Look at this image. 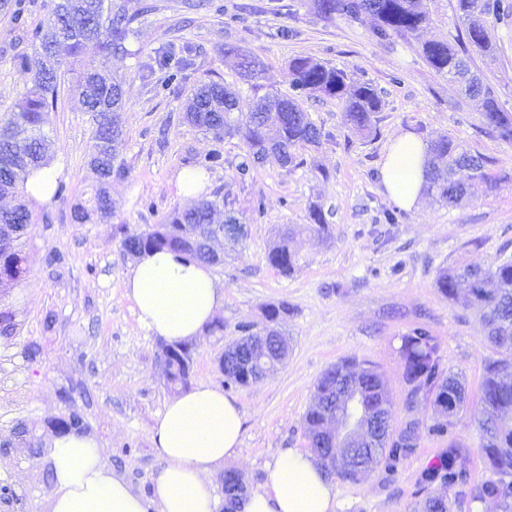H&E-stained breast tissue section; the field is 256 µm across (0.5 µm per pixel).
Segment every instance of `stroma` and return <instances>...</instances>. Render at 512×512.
I'll use <instances>...</instances> for the list:
<instances>
[{
  "mask_svg": "<svg viewBox=\"0 0 512 512\" xmlns=\"http://www.w3.org/2000/svg\"><path fill=\"white\" fill-rule=\"evenodd\" d=\"M222 12L189 0H126L128 12L151 7L135 56L106 59L104 68L122 80L128 106L121 113L126 145L119 162L124 177L113 179L114 214L74 223V205L89 198L88 151L93 130L65 73L57 112L48 126L50 162L62 169L66 190L47 206L32 209L22 240L25 277L0 294V307L15 315L16 329L0 335V512H47L53 483L43 455L44 440L57 419L78 410L90 433L108 450L115 469L142 495H150L160 469L150 431L174 392L156 355L160 337L138 322L124 293L131 261L122 246L124 232H143L162 223L188 202L176 178L189 161L212 149L224 165L209 175L236 212L245 214L247 236L239 246L224 245V261L212 272L224 292L218 317L223 332L195 342L193 381L221 387L241 406L245 425L239 459L248 488L264 483L279 450L306 448L303 418L315 384L325 369L348 358L366 360L383 373L394 401L393 426L411 418L430 420L433 409L420 404L407 411L408 388L398 354L401 338L424 327L436 336L442 362L462 376L467 412L456 420L455 436L466 446L462 458L474 483L492 479L480 450L474 414L479 408L483 367L495 350L476 317L448 301L435 286L440 268L487 265L512 256V141L488 134L482 115L457 86L424 59L417 40L398 35L384 43L371 36L369 16L349 22L322 19L313 0H219ZM427 38L459 44L465 25L456 0H427ZM292 37H282V30ZM494 59L474 57L473 71L495 91L499 108L512 114V27L489 23ZM188 41L198 56L186 70L180 96L160 93L166 78L157 70L143 77L142 66L166 42ZM252 56L261 68V93L291 92L289 63L310 57L345 70L354 80L380 91L376 134L354 133L345 104L336 98L304 104L322 130L318 145L299 149L302 163L283 168L258 166L246 179L235 167L246 151L240 137L216 141L188 125L183 105L194 88L218 81L253 93L224 58L225 44ZM30 44L0 11V121L9 117L30 81L12 63ZM429 142L446 134L485 157L499 188L474 186L468 200L448 207L424 198L419 209L403 211L398 223H385L392 208L381 180L384 157L399 135ZM327 214L330 239L297 237L295 267L283 275L268 262L279 230L305 224L313 207ZM64 255V268L48 266L51 252ZM285 303L278 328L290 346L285 364L261 382L228 387L218 370L225 346L241 336L245 323L263 327V309ZM446 443L422 436L416 453L393 481L381 470L353 483L335 480L336 512H414L416 480Z\"/></svg>",
  "mask_w": 512,
  "mask_h": 512,
  "instance_id": "obj_1",
  "label": "stroma"
}]
</instances>
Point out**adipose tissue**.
Returning <instances> with one entry per match:
<instances>
[{"instance_id":"obj_1","label":"adipose tissue","mask_w":512,"mask_h":512,"mask_svg":"<svg viewBox=\"0 0 512 512\" xmlns=\"http://www.w3.org/2000/svg\"><path fill=\"white\" fill-rule=\"evenodd\" d=\"M427 146L407 133L390 145L383 187L400 207L422 201ZM125 295L140 325L166 341H193L224 305V293L207 265L167 251L140 254L124 277ZM244 413L221 388L199 382L168 400L151 432L161 468L151 497L136 492L117 473L102 443L82 433L53 435L44 452L54 494L49 512H218L212 477L241 451ZM332 481L311 453L280 450L263 485L250 491L239 512H336Z\"/></svg>"}]
</instances>
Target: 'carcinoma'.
I'll return each mask as SVG.
<instances>
[{"instance_id": "cac0c4a2", "label": "carcinoma", "mask_w": 512, "mask_h": 512, "mask_svg": "<svg viewBox=\"0 0 512 512\" xmlns=\"http://www.w3.org/2000/svg\"><path fill=\"white\" fill-rule=\"evenodd\" d=\"M52 2L48 22L31 28L25 0H0V9L11 13L14 27L39 50L35 62L25 53L12 57L17 68L31 72L32 76L30 86L15 102L12 116L0 124V195L16 198L13 207L0 208V288L3 290L13 287L26 273V259L19 242L32 214L25 200L24 183L32 170L47 163L44 127L49 124L50 113L57 111L63 66L59 48H66L70 65L78 66L75 89L95 125L88 167L96 179V189L87 204H80L74 210L73 221L86 224L95 214L112 212L114 202L107 184L112 175L123 173L117 165L125 144L119 122V112L126 106L123 82L104 73L94 62L84 60L83 54L90 44L105 59L119 54H139L141 49L135 44L147 12L130 15L116 0ZM314 5L317 13L328 20L338 16L355 20L362 13L370 14L376 20L372 34L379 42L393 34L416 35L430 21L423 0H314ZM456 7L466 25V41L461 49L447 42L425 41L421 52L437 73L457 83L467 97L478 102L491 135L512 140V116L499 109L492 88L471 71L466 58L470 51L493 55L485 16L505 15L506 4L503 0H456ZM192 52L189 44L177 47L172 43L155 51L157 66L168 68L176 64L163 91L171 93L181 85L183 71L192 66ZM224 55L236 59L242 74L252 76L259 67L256 63L252 69L245 68L246 55L233 45L224 47ZM290 68L292 94L255 96L246 111L240 107V95L216 81L198 87L187 101L185 119L189 124L211 132L218 141L226 136H239L245 141L246 154L236 166L242 179L269 159L285 168L296 167L297 148L320 142L321 129L303 108V101L312 96L344 101L346 121L355 132L369 135L376 130L375 114L382 109L383 101L372 84L355 82L344 70L309 57L294 58ZM476 181L491 190L498 186V180L487 172L484 157L472 154L448 135L430 143L428 194L446 206H457L466 199L468 189ZM223 205L224 198L216 193L211 198H202L191 208L173 211L152 230L124 233L122 247L133 256L165 249L186 261L212 265L214 261L200 237L207 232V225L214 223V215ZM301 233L328 235L329 224L321 208L311 210L310 223L287 228L269 251L270 265L284 275L294 269L295 256L289 240ZM461 283L467 288L465 307L479 316L488 343L501 351L500 357L484 364L476 417L480 452L496 478L475 486L468 470L460 463L466 447L456 440L454 429L455 419L466 408L465 389L457 377L445 370L437 338L422 327L403 336L399 347L403 380L409 387L407 409L426 400L434 406L438 417L429 425L409 419L394 440L388 439L385 433L374 435L376 441L365 445L359 453L360 469L332 470L323 463L321 468L326 476L357 482L370 471L381 468L392 478L416 452L425 431L448 440V448L419 473L420 512H449L447 497L429 491L434 484L468 493L482 502L496 503L504 512H512V256L500 257L486 267L446 268L438 274L435 286L452 300ZM225 351V386L247 387L258 382L259 374L246 363L247 342L229 346ZM190 369L177 355L167 358V383L188 389ZM352 396L357 399V406L346 408L347 416L359 411L367 423L375 418H392L390 390L376 366L345 360L329 367L318 379L314 400L304 417V435L316 459L324 458L331 448L329 442L319 438L323 423L330 418V409Z\"/></svg>"}]
</instances>
